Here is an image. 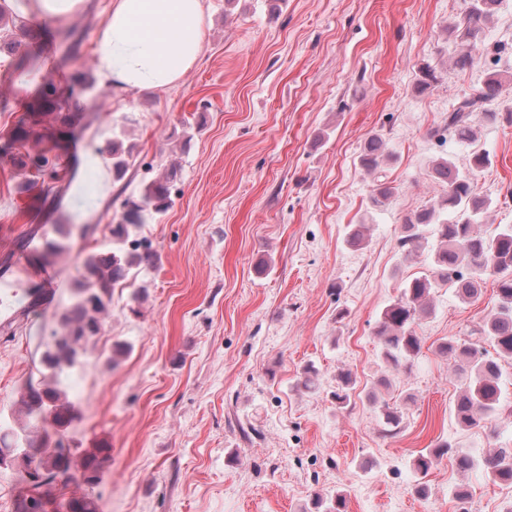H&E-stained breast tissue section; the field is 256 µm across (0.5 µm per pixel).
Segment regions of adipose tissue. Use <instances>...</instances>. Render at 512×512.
Masks as SVG:
<instances>
[{"label":"adipose tissue","mask_w":512,"mask_h":512,"mask_svg":"<svg viewBox=\"0 0 512 512\" xmlns=\"http://www.w3.org/2000/svg\"><path fill=\"white\" fill-rule=\"evenodd\" d=\"M32 24L60 29L85 0H6ZM207 28L204 0H111L93 44L95 72L117 100L141 90L166 91L182 82L198 61ZM109 161L97 147L80 157L70 191L91 215L111 189Z\"/></svg>","instance_id":"1"}]
</instances>
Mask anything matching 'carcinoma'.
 Listing matches in <instances>:
<instances>
[{"mask_svg": "<svg viewBox=\"0 0 512 512\" xmlns=\"http://www.w3.org/2000/svg\"><path fill=\"white\" fill-rule=\"evenodd\" d=\"M498 2L470 0L465 14L455 22L453 31L461 45L455 59L458 69L465 70L472 65L473 51L481 40L482 22L493 13ZM501 91L500 79L490 76L478 93L458 98L448 112L442 131L460 142L469 141L473 136L474 119L484 113L486 105L497 99ZM61 107L57 89L39 84L24 106L8 142L0 145V151L34 139L39 148L26 155L22 164L38 172L56 166L51 152L59 147L62 135L55 130L40 131L38 127L42 126L45 117ZM107 151L112 164V179L119 180L131 164L132 153L123 148L116 133L112 134ZM383 159V142L380 137L373 136L364 144L361 162L374 171L381 167ZM433 176L447 186V192L405 219L406 234L401 242L403 257L409 259L428 240V233L436 235L440 246L432 256V274L406 282L400 296L382 312L377 336L381 338L382 357L387 364L394 368L408 364L420 351L416 325L420 316L427 312L431 290L448 285L455 288L459 296L472 298L484 277H494L498 286V305L479 329V334L494 344L496 356L490 358L464 342L449 341L440 346L442 352L465 365L466 383L455 404V417L462 425L472 427L500 411L501 363L512 366V225L491 236L478 232L476 224L484 202L476 195L474 182L446 158L435 163ZM171 203L170 180L151 182L139 198L124 200L122 222L113 225L112 240L100 251L83 258L78 301L62 317L63 332L45 344L40 357L41 369L50 376L58 378L81 363L86 343L102 330L114 285L123 281L133 267L156 265V253L149 244L134 237V229L145 223L146 212L161 213ZM450 212L454 214L451 221L446 219ZM338 381L335 399L336 405L342 408L350 402L351 373H339ZM20 404L33 422L32 430L19 433L0 428V466L20 458L24 470L32 469L37 473V477L28 481L29 494L22 501V512H27V505H37L42 499L41 487L53 483L65 486L73 480L71 449L60 441L50 447V436L42 422L45 415H51L56 427L64 430L74 420V409L61 389L44 380L28 383ZM448 454L454 456L461 470L478 466L490 480L512 485V448H500L477 460L469 452L445 442L419 454L414 461L415 472L427 475L435 463ZM110 456L111 449L104 447L83 452L79 468L84 483H96ZM62 508L65 512H96L95 502L86 495L69 498Z\"/></svg>", "mask_w": 512, "mask_h": 512, "instance_id": "carcinoma-1", "label": "carcinoma"}]
</instances>
